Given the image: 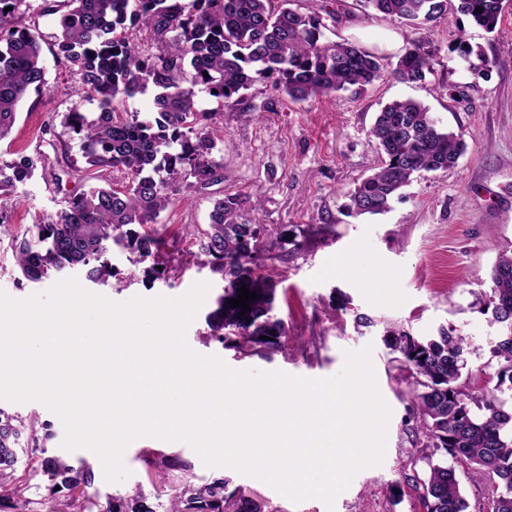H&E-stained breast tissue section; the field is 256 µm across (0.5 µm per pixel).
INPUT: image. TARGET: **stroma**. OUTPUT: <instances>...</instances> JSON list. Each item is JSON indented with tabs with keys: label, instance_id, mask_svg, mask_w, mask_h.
<instances>
[{
	"label": "stroma",
	"instance_id": "stroma-1",
	"mask_svg": "<svg viewBox=\"0 0 512 512\" xmlns=\"http://www.w3.org/2000/svg\"><path fill=\"white\" fill-rule=\"evenodd\" d=\"M336 12L328 38L348 39L396 62L402 46L387 47L391 34L415 37V30L381 16H365L361 0H329ZM64 0H24L18 16L42 48L45 83L18 109L0 160L20 156L37 167L14 188L11 205L0 214V290L15 299L46 295L52 280L32 283L15 271L14 245L34 217L52 218L68 196L101 184L125 183L121 171L101 175L86 169L76 134L63 123L65 113L95 114L98 102L82 93L72 65L58 55L56 41ZM433 71L425 81L393 78L359 92L341 91L294 103L262 85L245 91L241 105L219 107L198 92L197 107L217 112L214 156L221 167L213 183L170 179L172 202L156 219L166 239L168 273L154 276L135 254L112 250L114 273L108 283L87 280L82 268L69 269L87 291L116 303L136 297H179L194 283L210 285L186 333L189 347L220 357L235 370H280L308 378L338 374L344 354L370 348L379 392L391 409L381 465L360 471L334 506L317 498L293 503L262 480L223 467L206 466L187 443L156 437L132 441L123 453L126 478L110 482L91 450L65 449L61 419L38 401L0 399V409L22 418L49 422L46 448L73 467L90 465L100 497L143 490L167 504L172 492L167 460L191 465L200 483L223 475L267 503L270 512H425L412 478L422 474L426 438L407 396L408 371L382 336L389 327L419 338L454 328L467 343L470 370L494 373V345L505 328L480 311L489 272L501 254L512 253V64L471 69L460 43L494 56L512 47V0L494 32L476 26L448 0L446 14L432 24ZM464 89L463 100L448 97V86ZM412 98L430 110L437 125L462 134L467 150L445 171L412 178L390 212L369 219L341 214L347 192L370 174L379 155L370 128L390 100ZM238 195L253 223L276 243L263 262L278 286L274 312L288 324L286 351L242 356L210 339L206 317L224 289L205 258L191 254L188 228H206L215 199Z\"/></svg>",
	"mask_w": 512,
	"mask_h": 512
}]
</instances>
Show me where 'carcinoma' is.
Wrapping results in <instances>:
<instances>
[{
	"instance_id": "cac0c4a2",
	"label": "carcinoma",
	"mask_w": 512,
	"mask_h": 512,
	"mask_svg": "<svg viewBox=\"0 0 512 512\" xmlns=\"http://www.w3.org/2000/svg\"><path fill=\"white\" fill-rule=\"evenodd\" d=\"M25 0H0V141L9 136L17 111L31 90L45 83L41 47L29 30L14 21ZM59 19L58 54L73 65L82 92L98 100L97 115L79 109L67 113L64 125L80 138L87 168L121 170L126 184L96 187L69 198L47 220L35 218L18 244L17 265L28 281L80 266L89 280L112 277V245L139 253L163 267L169 259L155 219L171 203L167 183L156 178L166 170L184 171L195 183L214 181L221 164L213 150L214 112L197 108L201 86L223 104L240 102V91L256 83L272 86L293 102L340 90H362L393 75L418 82L432 72L428 40L408 42L393 69L385 57L356 42L328 39L326 18L334 11L321 6L309 13L287 7L288 0H67ZM364 7L414 29L445 15L447 0H362ZM11 10H6V7ZM481 11H476V8ZM458 10L492 32L503 0H459ZM146 33L145 40L164 45L160 54H144V44L126 36L128 27ZM153 87L158 117L140 121L116 112L120 95ZM370 134L382 158L373 174L346 195L349 216L388 212L412 176L445 171L466 151L462 135L439 128L429 109L412 99L394 100L378 112ZM33 159L0 162V208L15 183L28 179ZM211 223L194 233L192 245L207 257L224 280V292L208 317L210 338L241 355L280 352L288 348V326L273 314L276 283L263 272L262 257L275 243L262 239V227L246 218L236 195L217 199ZM491 288L483 309L509 330L493 348L498 359L496 383L480 392L461 382L467 367L463 338L451 328L419 339L387 330V345L409 371L411 409L432 452L425 455L429 472L415 479L426 512H467L458 469L492 479L488 512H512V254L501 255L490 273ZM245 287L257 294L249 311L228 300ZM51 426L31 415L26 419L0 410V503L13 512H56L54 505L25 492L46 475L70 512H157L141 491L111 496L98 503L95 476L85 465L73 468L47 455ZM25 463L22 474L19 464ZM167 512H265L259 500L215 477L202 485L185 481L169 498Z\"/></svg>"
}]
</instances>
